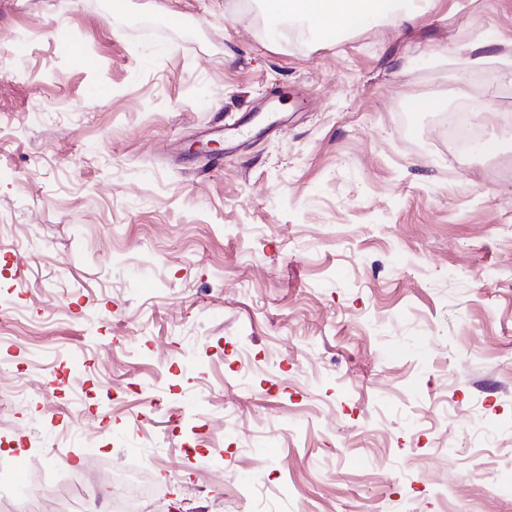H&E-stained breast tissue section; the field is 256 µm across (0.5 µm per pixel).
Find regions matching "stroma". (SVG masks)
Returning <instances> with one entry per match:
<instances>
[{
  "label": "stroma",
  "instance_id": "1",
  "mask_svg": "<svg viewBox=\"0 0 512 512\" xmlns=\"http://www.w3.org/2000/svg\"><path fill=\"white\" fill-rule=\"evenodd\" d=\"M480 39L512 56V0L335 39L261 0H0V512L74 461L139 468L138 512H512Z\"/></svg>",
  "mask_w": 512,
  "mask_h": 512
}]
</instances>
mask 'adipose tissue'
<instances>
[{
	"instance_id": "ef3b65f1",
	"label": "adipose tissue",
	"mask_w": 512,
	"mask_h": 512,
	"mask_svg": "<svg viewBox=\"0 0 512 512\" xmlns=\"http://www.w3.org/2000/svg\"><path fill=\"white\" fill-rule=\"evenodd\" d=\"M426 0H269L276 17L303 19L319 34L335 37L377 18L411 20L424 10Z\"/></svg>"
}]
</instances>
